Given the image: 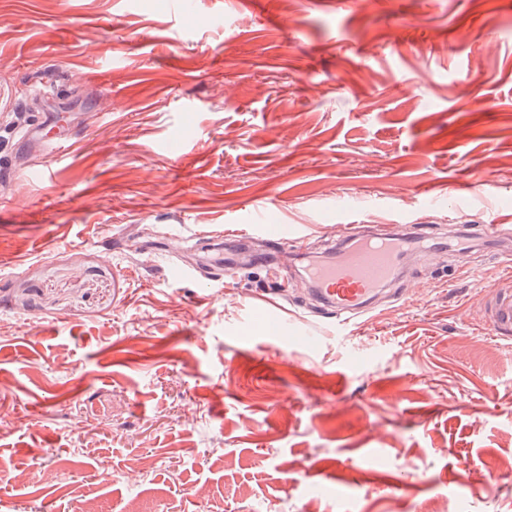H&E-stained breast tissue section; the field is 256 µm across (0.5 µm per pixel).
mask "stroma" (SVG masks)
Returning a JSON list of instances; mask_svg holds the SVG:
<instances>
[{"label": "stroma", "instance_id": "obj_1", "mask_svg": "<svg viewBox=\"0 0 512 512\" xmlns=\"http://www.w3.org/2000/svg\"><path fill=\"white\" fill-rule=\"evenodd\" d=\"M247 2L0 0V512H512L497 259L411 261L342 336L287 306L282 344L248 312L301 296L293 246L199 236L512 225V0ZM261 224H252L250 231L246 234H227L224 235V241L243 243L249 238L255 236L264 237L267 241L271 242L273 253H270L263 262L268 263L272 255L278 252L288 242H295L303 244L307 239L308 234H305L301 229L288 224L274 223L271 215L265 214L262 218Z\"/></svg>", "mask_w": 512, "mask_h": 512}]
</instances>
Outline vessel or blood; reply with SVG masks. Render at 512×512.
I'll use <instances>...</instances> for the list:
<instances>
[{
	"instance_id": "b4317fda",
	"label": "vessel or blood",
	"mask_w": 512,
	"mask_h": 512,
	"mask_svg": "<svg viewBox=\"0 0 512 512\" xmlns=\"http://www.w3.org/2000/svg\"><path fill=\"white\" fill-rule=\"evenodd\" d=\"M250 236L264 237L276 251L306 239L301 229L276 223L268 215L261 223L252 225L248 234L234 235L233 240L242 243ZM473 247L502 259L507 278H512V236L505 234L500 224H459L449 236L423 233L416 224L401 232L389 224L378 225L372 231L363 224H349L334 242L331 256L308 260L303 280L341 334L372 311L374 298L397 280L406 258L449 255ZM482 295L488 308L486 325L490 335H512V287H488Z\"/></svg>"
}]
</instances>
